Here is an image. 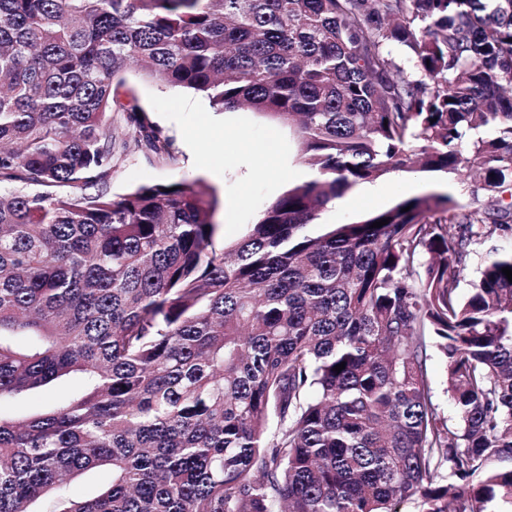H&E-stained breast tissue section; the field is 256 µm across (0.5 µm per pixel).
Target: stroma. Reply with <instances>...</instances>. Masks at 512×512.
<instances>
[{
	"label": "stroma",
	"instance_id": "obj_1",
	"mask_svg": "<svg viewBox=\"0 0 512 512\" xmlns=\"http://www.w3.org/2000/svg\"><path fill=\"white\" fill-rule=\"evenodd\" d=\"M126 82L150 121L170 137L178 163L170 168L146 154L130 153L115 167L114 193L174 177L202 180L219 199L215 221L223 225L224 239L230 242L241 235L245 225L257 222L271 201L302 183L307 169L287 127L248 110L217 111L201 94L145 81L132 72L127 73ZM436 184L460 201L469 199L467 182L458 178L439 181L422 173L396 172L375 182L376 196L358 187L336 199L320 221H355Z\"/></svg>",
	"mask_w": 512,
	"mask_h": 512
}]
</instances>
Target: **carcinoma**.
I'll return each instance as SVG.
<instances>
[{
	"label": "carcinoma",
	"instance_id": "1",
	"mask_svg": "<svg viewBox=\"0 0 512 512\" xmlns=\"http://www.w3.org/2000/svg\"><path fill=\"white\" fill-rule=\"evenodd\" d=\"M129 71L289 128L310 178L230 244L197 181L113 193L116 156L175 160ZM416 171L466 173L469 201L319 222ZM1 185L0 512L512 504V246L457 288L474 243L512 240V0H0ZM427 368L432 381L434 402L439 405L441 412L448 420V427L456 424L453 410L449 404L448 396L444 393L445 364L442 356L435 350L428 352ZM79 388V381L75 377H65L32 395L24 409L41 410L54 403L62 396L76 391ZM111 475L107 470H95L77 477L71 484L69 492L79 497H90L101 490Z\"/></svg>",
	"mask_w": 512,
	"mask_h": 512
}]
</instances>
